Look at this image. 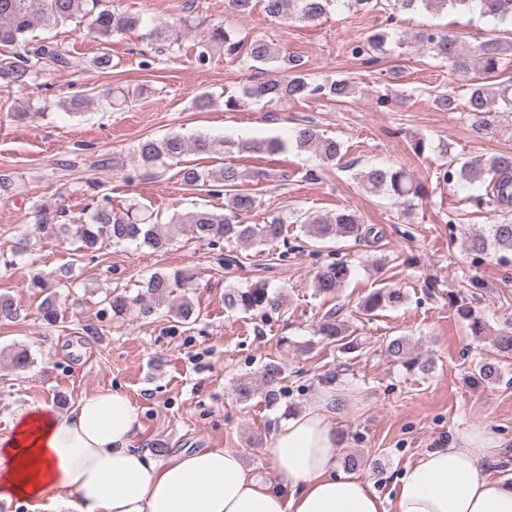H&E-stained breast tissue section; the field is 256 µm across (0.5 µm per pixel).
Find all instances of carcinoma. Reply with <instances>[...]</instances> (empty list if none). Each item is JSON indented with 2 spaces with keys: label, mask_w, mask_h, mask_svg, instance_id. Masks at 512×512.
<instances>
[{
  "label": "carcinoma",
  "mask_w": 512,
  "mask_h": 512,
  "mask_svg": "<svg viewBox=\"0 0 512 512\" xmlns=\"http://www.w3.org/2000/svg\"><path fill=\"white\" fill-rule=\"evenodd\" d=\"M265 13L286 23H312L327 11L328 0H263ZM403 11H426L439 14L444 11L474 12L482 18L498 23L512 24V0H397ZM73 22L80 26L89 24L103 45L102 52L92 60V67H110L109 42L116 35L134 30L140 25V18L116 9H109L102 0H0V85L26 87L35 82L41 74L66 68L71 60L64 47L54 37L48 36L37 43L28 35L36 28L50 29L59 24ZM187 20L158 21L146 34L151 44L162 50L179 44L186 33ZM391 35L387 29H378L366 38V44L352 48L351 53L361 56L369 51L381 50ZM428 48L434 56L448 62L453 74L467 83V111L473 116L472 131L481 139H494L504 134L499 120L501 109L512 110V84L497 81L502 66V46L497 38H490L474 45L465 46L447 32L419 31L398 37L397 55L411 53L416 44ZM218 53L232 60L241 56L250 63L258 77L243 87L240 93L224 100V108L235 112L260 101L281 103L312 98H328L344 102L355 93L354 82L348 78L324 79L317 81L309 76L304 63L297 56L283 52L280 46L263 37L250 41L238 38L233 32L217 25L201 33L196 43L195 60L199 67H206ZM280 73L275 77L267 67ZM436 109L454 112L458 109L457 98L447 92H439L432 99ZM300 152H313L327 165H333L341 158L342 144L335 138L321 134L312 121L298 125L293 133L292 143ZM289 143L279 139H254L228 141L197 134L186 138L178 133L161 139H146L136 146L134 153L144 167L163 165L168 161L181 162L188 152L199 156L223 155L235 149L253 154H277L288 149ZM181 184L189 190L205 191L210 195H224L226 211L217 213L210 209H196L176 214L171 223L180 228L187 240L206 244L213 249H224V264L228 267L239 263L238 252L263 247L284 238V224L288 217L274 214L263 224H251L248 217L257 208V194L247 187L250 181L267 179L263 172L247 173L237 166L228 164L215 169L184 164L177 171ZM484 175L490 176V187L498 204L512 206V156L482 155L462 163L456 169L444 172L446 179L471 183ZM360 181L376 192H381L396 202L410 207L414 200L428 195L426 186L403 167H375L358 174ZM34 223L39 231L49 237H66L81 243L86 251H96L97 245L106 240L113 246L139 244L153 250L169 246L172 239L161 231L159 224L151 221L144 208L136 200L117 211L111 200L104 196L93 205L81 222L74 224L63 218V212L47 203L32 206ZM306 237L324 241L336 238L368 239L378 237L373 227H365L358 216L347 210H339L327 216L306 213L299 220ZM468 248L476 255L493 249L512 252V219L503 218L489 226L488 231L475 232L468 239ZM353 268L348 262L337 259L327 263L315 272L313 288L322 296L336 294L350 278ZM192 287V277L176 271L153 273L143 288L133 297L115 293L105 298L112 310V316L120 317L134 310L143 318L157 313L175 288ZM449 304L456 307V313L470 322L472 334L487 335L488 325L475 309L465 302V289L448 295ZM406 299L401 289L384 285L371 291L362 301L360 309L365 315L400 306ZM281 295L268 290L264 281H257L245 288H233L224 294V306L244 312L275 311L280 307ZM19 317L14 299L0 293V324L6 325ZM174 317L181 325L197 321L195 307L188 296H181L174 305ZM319 335L336 344L340 353L354 349L350 340L351 332L346 321L338 312L326 313L319 323ZM492 347L502 357L512 358V321L507 319L493 333ZM385 353L392 360L401 363L410 371L422 374L430 372L432 361L414 353L409 338L395 336L387 340ZM33 359L23 348L0 349V367L15 373L31 366ZM286 365L269 359L261 364L253 375L236 379L233 391L237 402L249 403L259 395L273 407L285 393L283 382L287 379Z\"/></svg>",
  "instance_id": "cac0c4a2"
}]
</instances>
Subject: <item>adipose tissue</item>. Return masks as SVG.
<instances>
[{"label": "adipose tissue", "instance_id": "obj_1", "mask_svg": "<svg viewBox=\"0 0 512 512\" xmlns=\"http://www.w3.org/2000/svg\"><path fill=\"white\" fill-rule=\"evenodd\" d=\"M333 397L325 391L265 441L284 492L253 474L234 449L158 461L133 447L137 413L119 392H98L65 413L32 408L0 440V499L51 492L76 512H512V482L483 471L497 448L484 430L419 456L386 504L370 482L336 466L341 445L325 410Z\"/></svg>", "mask_w": 512, "mask_h": 512}]
</instances>
